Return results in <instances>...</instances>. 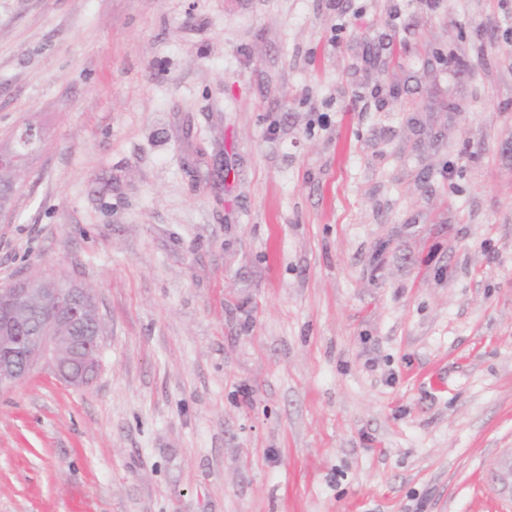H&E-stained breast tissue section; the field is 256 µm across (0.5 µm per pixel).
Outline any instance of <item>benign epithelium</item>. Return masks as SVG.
<instances>
[{
	"label": "benign epithelium",
	"mask_w": 512,
	"mask_h": 512,
	"mask_svg": "<svg viewBox=\"0 0 512 512\" xmlns=\"http://www.w3.org/2000/svg\"><path fill=\"white\" fill-rule=\"evenodd\" d=\"M40 140V132L27 126L22 137L24 145L13 143L8 152L0 151V167L10 168L14 155L31 148ZM62 299L59 288H35L31 282L9 293L0 304V387L12 386L27 377L33 366L47 362L54 373L67 383L81 387L96 374L97 348L101 321H92L94 334H88L84 323L88 319V301L76 307L62 306L39 318V334L18 343L17 332L30 323V313H20L21 306L33 307Z\"/></svg>",
	"instance_id": "obj_1"
}]
</instances>
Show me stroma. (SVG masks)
<instances>
[{
    "instance_id": "stroma-1",
    "label": "stroma",
    "mask_w": 512,
    "mask_h": 512,
    "mask_svg": "<svg viewBox=\"0 0 512 512\" xmlns=\"http://www.w3.org/2000/svg\"><path fill=\"white\" fill-rule=\"evenodd\" d=\"M0 512H512V0H0ZM38 140H40V132L36 130L33 126L28 125L25 129L24 135L20 144V146L16 141L13 142L12 149L8 152H2L0 150V167L1 168H10L14 163V155L21 149H30ZM25 288L9 293L2 303L0 320V387H9L27 377L37 362H47L54 373L67 383L81 387L96 374L97 348L101 336L99 316L92 321L94 335L84 323L90 306L84 300L77 307L61 306L39 318V335L28 336L18 345L17 332L30 323V313H20V306L33 307L62 299L60 288Z\"/></svg>"
}]
</instances>
